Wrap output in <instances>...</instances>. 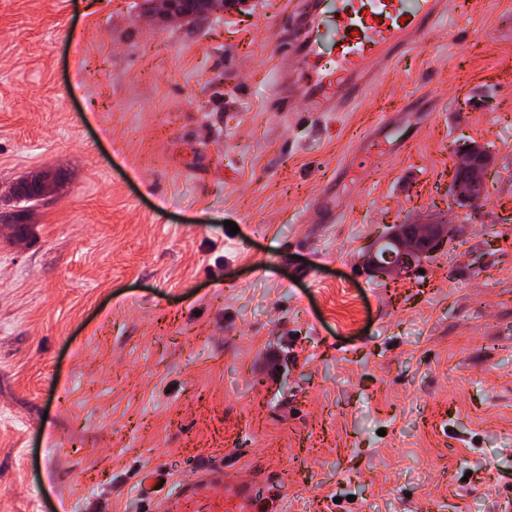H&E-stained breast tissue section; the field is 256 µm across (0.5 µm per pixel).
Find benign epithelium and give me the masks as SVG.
Wrapping results in <instances>:
<instances>
[{"label": "benign epithelium", "instance_id": "benign-epithelium-1", "mask_svg": "<svg viewBox=\"0 0 512 512\" xmlns=\"http://www.w3.org/2000/svg\"><path fill=\"white\" fill-rule=\"evenodd\" d=\"M187 0H140L143 13L152 18L181 19L187 16ZM490 158L477 147L469 148L464 163L451 182L454 201L474 206L484 200V184ZM61 183L58 174L42 172L12 188V196L24 198L48 192ZM452 227L443 219L396 224L369 249L366 268L377 275L407 272L429 258L448 241Z\"/></svg>", "mask_w": 512, "mask_h": 512}]
</instances>
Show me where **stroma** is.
I'll list each match as a JSON object with an SVG mask.
<instances>
[{"label":"stroma","mask_w":512,"mask_h":512,"mask_svg":"<svg viewBox=\"0 0 512 512\" xmlns=\"http://www.w3.org/2000/svg\"><path fill=\"white\" fill-rule=\"evenodd\" d=\"M298 3L0 0V217L62 173L0 226V512H146L203 462L277 512L512 502V7L450 0L352 111L275 112ZM427 215L421 273L363 270ZM143 13L152 18L181 19L187 16V0H140ZM490 158L477 147L469 148L464 163L451 182L454 201L461 205L474 206L484 200V184ZM61 183L57 173L42 172L26 179L12 188L14 198H24L27 196H36L40 192H49L53 187Z\"/></svg>","instance_id":"1"}]
</instances>
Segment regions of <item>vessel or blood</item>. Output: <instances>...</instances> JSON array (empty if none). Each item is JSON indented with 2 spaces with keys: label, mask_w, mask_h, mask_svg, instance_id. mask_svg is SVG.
I'll return each mask as SVG.
<instances>
[{
  "label": "vessel or blood",
  "mask_w": 512,
  "mask_h": 512,
  "mask_svg": "<svg viewBox=\"0 0 512 512\" xmlns=\"http://www.w3.org/2000/svg\"><path fill=\"white\" fill-rule=\"evenodd\" d=\"M321 29L293 43L319 57L320 39L337 49L333 66L319 65L299 88L312 112H345L410 48L432 37L448 12L447 0H323ZM258 492L231 483L223 467L207 465L178 494L156 499L149 512H255Z\"/></svg>",
  "instance_id": "b4317fda"
}]
</instances>
